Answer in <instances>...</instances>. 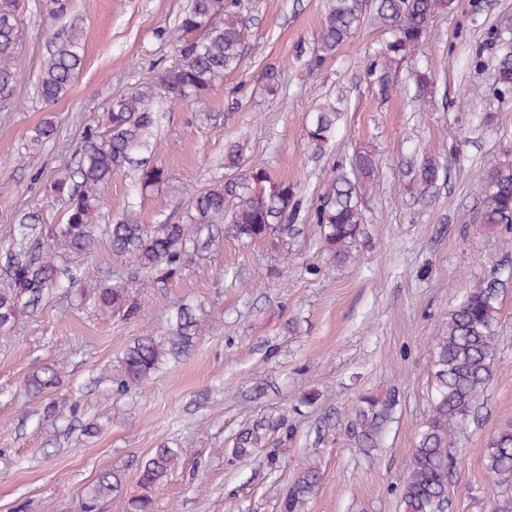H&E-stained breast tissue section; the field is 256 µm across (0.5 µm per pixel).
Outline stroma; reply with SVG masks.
Here are the masks:
<instances>
[{
    "instance_id": "stroma-1",
    "label": "stroma",
    "mask_w": 512,
    "mask_h": 512,
    "mask_svg": "<svg viewBox=\"0 0 512 512\" xmlns=\"http://www.w3.org/2000/svg\"><path fill=\"white\" fill-rule=\"evenodd\" d=\"M188 0H69L50 14L48 0H18L22 75L18 105L0 112V250L25 212L61 223L51 178L76 165L87 127H101L114 97L149 82L175 56L163 31L175 28ZM248 50L242 67L196 102L160 100L152 164L169 186L140 191L137 174L114 171L103 189L100 223L133 210L142 224L184 221L192 193L224 178V147L239 144L247 163L300 184L302 230L287 259L263 243L241 244L216 231L167 280L134 274L107 242L82 261L73 282L52 290L37 311L0 335V512H81L85 487L105 471L125 475L103 512H127L138 466L160 442L178 461L156 495L154 512H281L303 463L322 481L308 512H403L398 479L430 408L432 340L478 280L512 266V230L486 233L482 169L512 153V92L496 93V49L487 45L512 0H456L436 16L429 39L391 66L393 90L381 95L368 75L383 32L362 24L334 58L309 71L295 58L313 47L328 0H242ZM76 30L83 67L62 98L37 92L52 37ZM287 68L275 97L259 92L267 65ZM436 78L432 100L414 101V70ZM343 97L337 135L322 148L305 127L326 97ZM51 141L30 142L42 122ZM378 160L360 195L365 235L360 260L335 266L310 220L318 197L360 146ZM443 175L427 196L411 180L424 151ZM125 288L134 314L105 312L102 285ZM203 304L210 321L189 355L142 385L113 388L124 349L165 326L179 304ZM297 320V334L285 328ZM496 370L477 403V420L455 438L457 468L447 512H494L503 500L485 470L492 435L512 420V287L497 318ZM59 363L62 383L43 398L26 390L37 368ZM395 392L397 407L380 448L362 454L349 433L359 394ZM318 393L312 406L301 396ZM74 409L69 421L45 418L44 401ZM264 421L257 456L231 461L236 434ZM97 422L95 436L82 427Z\"/></svg>"
}]
</instances>
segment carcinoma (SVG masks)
<instances>
[{
    "mask_svg": "<svg viewBox=\"0 0 512 512\" xmlns=\"http://www.w3.org/2000/svg\"><path fill=\"white\" fill-rule=\"evenodd\" d=\"M455 8V0H330L320 36L312 51L297 47V58L311 70L333 57L367 19L391 34L381 50V64L370 65L381 93L392 88L389 64L396 57L418 49L429 37L434 18ZM512 31L505 20L494 29L501 41L495 59L497 91H512V49L504 34ZM20 28L15 0H0V112L16 105L21 76L17 57ZM247 25L241 0H191L178 20L175 61L158 72L154 84L112 100L105 129L89 127L79 147L73 173H62L52 185L66 204L65 222L45 226L40 215L20 216L14 243L4 252L0 271L6 286L0 289V332L10 330L19 316L36 310L52 289L62 283L68 266L56 260V245L75 255H89L105 236L112 254L127 261L138 274L170 278L188 262L191 254L210 238L202 233L224 223V235L243 244L265 241L287 258L291 241L300 232L294 223L299 207L297 186L279 180L264 168L251 167L237 145L224 150V181L191 196L184 224H140L126 214L111 224H95L104 206L102 189L112 172L133 163V155L150 146L156 117L153 101L163 94L170 101L201 98L238 70L245 58ZM83 64L81 38L74 32L55 39L42 62L38 92L47 103L57 101L70 87ZM284 69L271 66L262 75L269 95L283 86ZM341 112L333 102L323 104L312 116L306 134L317 146L335 134ZM377 161L367 147L355 151L347 163L336 166V175L319 196L313 221L332 262L345 265L359 260V237L364 235L360 199L362 183L374 178ZM440 178L439 164L423 157L414 169L420 196H426ZM141 189H159L169 181L158 165L140 170ZM484 206L477 217L479 228L512 229V157L484 169L478 175ZM512 285V267H503L469 289L449 314L442 334L432 341L433 389L431 409L418 430L411 460L399 479L404 512H446L448 480L455 469L451 453L457 430L474 416L476 403L493 377L497 355L495 322L501 297ZM101 310H132L125 289L104 287L98 294ZM206 322L200 304H182L169 317L166 330L136 338L120 358L117 387L125 390L143 382L163 366L187 355ZM61 366L45 365L29 375L28 392L39 397L61 382ZM395 395L362 394L354 408L351 430L357 447L369 452L379 446L392 420ZM265 445L264 424L254 423L236 438L234 458H246ZM178 458L165 442L142 460L137 477L140 493L130 502V512H152L156 494ZM485 469L495 483L512 488V422L499 428L489 442ZM314 463L302 465L282 500V512H307L320 483ZM123 477L104 472L85 489L84 512H99L101 502L119 492Z\"/></svg>",
    "mask_w": 512,
    "mask_h": 512,
    "instance_id": "1",
    "label": "carcinoma"
}]
</instances>
